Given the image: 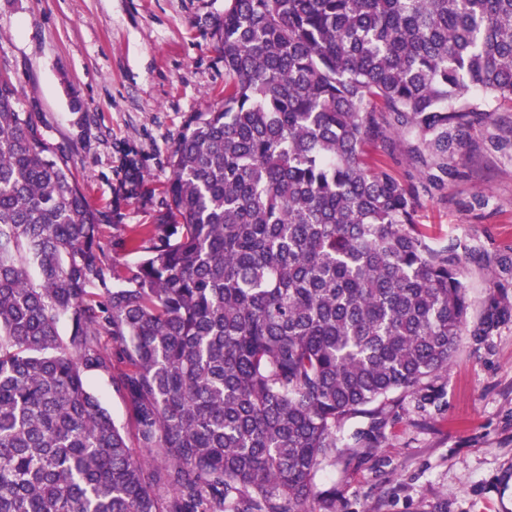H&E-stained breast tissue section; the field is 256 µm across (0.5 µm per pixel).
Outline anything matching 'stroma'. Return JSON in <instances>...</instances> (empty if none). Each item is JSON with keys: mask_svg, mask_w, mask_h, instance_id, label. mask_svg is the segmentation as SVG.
Returning a JSON list of instances; mask_svg holds the SVG:
<instances>
[{"mask_svg": "<svg viewBox=\"0 0 512 512\" xmlns=\"http://www.w3.org/2000/svg\"><path fill=\"white\" fill-rule=\"evenodd\" d=\"M224 0H0V78L18 91L42 137L66 158L90 205L106 214L105 239L148 224L171 176L168 152L192 113L224 87L210 37ZM370 154L405 185L420 163L388 132ZM138 194L123 185L129 156ZM419 223L435 243L468 248V327L425 408L402 398L377 420L337 432L347 449L316 479L314 512H512V317L489 335L473 329L492 303L512 305V110L473 116L444 191L422 196ZM91 390L127 435L132 406L112 376ZM375 429L372 448L353 433Z\"/></svg>", "mask_w": 512, "mask_h": 512, "instance_id": "1", "label": "stroma"}]
</instances>
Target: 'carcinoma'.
Masks as SVG:
<instances>
[{"instance_id": "1", "label": "carcinoma", "mask_w": 512, "mask_h": 512, "mask_svg": "<svg viewBox=\"0 0 512 512\" xmlns=\"http://www.w3.org/2000/svg\"><path fill=\"white\" fill-rule=\"evenodd\" d=\"M212 37L224 89L132 263L0 80V512H313L338 424L444 395L467 247L368 147L401 131L445 186L472 115L512 108V0H226ZM116 377V373H112ZM112 375L106 372H93L89 377L91 390L100 398L110 412L112 419L124 428L130 441L135 443L132 406L125 392L112 381Z\"/></svg>"}]
</instances>
